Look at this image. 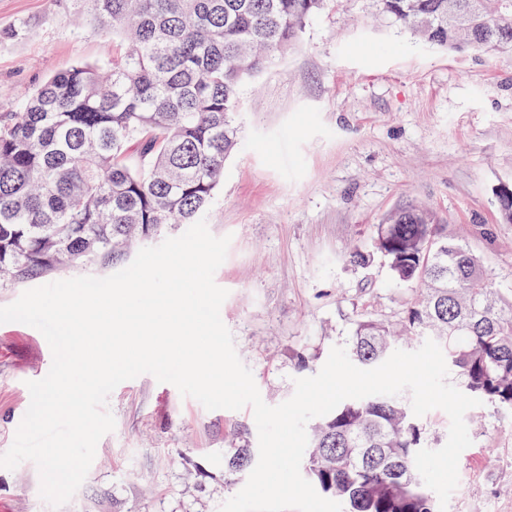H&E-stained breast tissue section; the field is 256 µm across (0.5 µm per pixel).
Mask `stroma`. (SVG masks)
<instances>
[{
    "label": "stroma",
    "instance_id": "stroma-1",
    "mask_svg": "<svg viewBox=\"0 0 512 512\" xmlns=\"http://www.w3.org/2000/svg\"><path fill=\"white\" fill-rule=\"evenodd\" d=\"M21 21L28 34L5 38ZM112 52L75 0H0V113ZM240 104V147L205 219L231 238L214 275L228 292L220 314L266 404L293 395L296 349L326 362L357 316L388 318L411 298L372 249L396 208H432L512 287V224L496 197L512 186V57L432 47L391 26L376 0H330L286 57L242 86ZM357 247L368 264L348 261ZM51 364L39 330L0 324V453L29 407L27 381ZM108 408L115 429L56 512H219L238 493L224 483V451L257 447L251 408L206 410L150 374L114 390ZM480 412L447 512H512V418ZM0 512H55L33 462L0 468Z\"/></svg>",
    "mask_w": 512,
    "mask_h": 512
}]
</instances>
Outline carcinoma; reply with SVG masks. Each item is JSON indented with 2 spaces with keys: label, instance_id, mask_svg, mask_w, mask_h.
Here are the masks:
<instances>
[{
  "label": "carcinoma",
  "instance_id": "1",
  "mask_svg": "<svg viewBox=\"0 0 512 512\" xmlns=\"http://www.w3.org/2000/svg\"><path fill=\"white\" fill-rule=\"evenodd\" d=\"M126 50L108 75L77 63L0 115V275L14 284L98 270L122 246L198 221L238 147L240 88L297 43L324 0H84ZM390 23L455 51L512 56V0H380ZM512 224V188L499 190ZM391 278L416 288L394 320L360 317L345 350L363 369L404 336L443 349L451 383L512 414V293L420 205L375 225ZM317 354L301 347L294 366ZM405 394L347 399L313 425L308 480L345 512H438L414 464L430 447ZM224 453V482L253 467Z\"/></svg>",
  "mask_w": 512,
  "mask_h": 512
}]
</instances>
